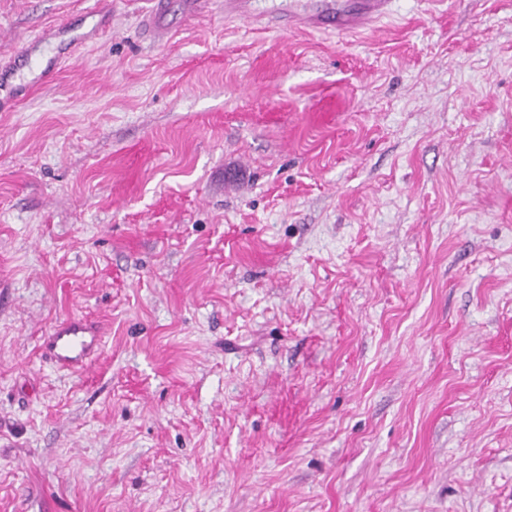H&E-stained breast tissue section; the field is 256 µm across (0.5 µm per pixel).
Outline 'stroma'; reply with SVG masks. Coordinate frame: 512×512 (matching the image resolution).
<instances>
[{"label": "stroma", "instance_id": "1", "mask_svg": "<svg viewBox=\"0 0 512 512\" xmlns=\"http://www.w3.org/2000/svg\"><path fill=\"white\" fill-rule=\"evenodd\" d=\"M288 8L0 0V512H512V0ZM320 7L314 13H306L313 17L321 25L335 24L336 28H346L351 25L357 15H361L357 23L348 27L355 30L375 22L387 14L390 0H357L353 9L336 12V4L339 1L322 0ZM341 110V103L337 99L334 101L328 96H324L314 102L309 116L314 122L324 124L335 115V112L337 118ZM100 330L95 322L83 316H69L43 337L42 350L59 368L82 366L101 348Z\"/></svg>", "mask_w": 512, "mask_h": 512}]
</instances>
